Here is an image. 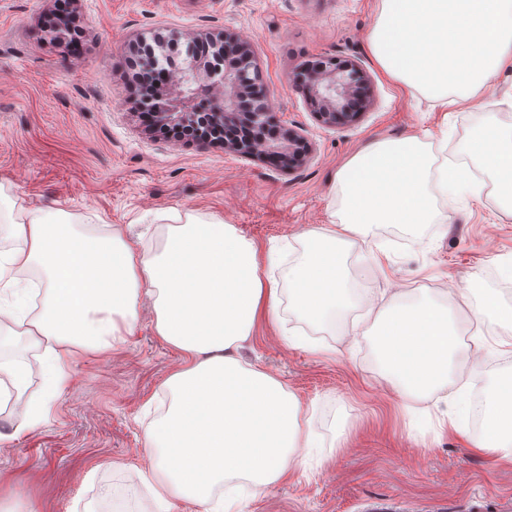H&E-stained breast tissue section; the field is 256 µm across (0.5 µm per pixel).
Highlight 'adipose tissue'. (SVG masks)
<instances>
[{"instance_id":"obj_1","label":"adipose tissue","mask_w":512,"mask_h":512,"mask_svg":"<svg viewBox=\"0 0 512 512\" xmlns=\"http://www.w3.org/2000/svg\"><path fill=\"white\" fill-rule=\"evenodd\" d=\"M370 45L389 78L426 93L436 108L475 106L499 71L512 69V0H380ZM466 151L512 210V125L479 127ZM336 182L338 220L301 233L302 251L284 291L264 277L256 244L218 216L169 228L154 252L117 227L104 235L77 230L50 204L10 219L11 247L0 252V331L20 329L45 357L36 396L27 393L25 364L0 362V375L22 405V429L41 424L64 393L67 362L124 342L146 301L156 335L181 355L167 381L171 405L146 430L155 460L142 480L149 512H174L180 502L231 512L233 497L215 499L217 488L234 481L239 494L255 495L284 480L299 449L316 442L298 400L274 376L243 366L233 349L261 319L279 322L283 303L297 320L335 330L352 302L346 255L373 226L444 224L449 215L438 199L454 204L480 196L468 172L435 165L417 135L365 145L340 166ZM32 267L45 278L36 301L16 278ZM470 313L498 323L512 356V307L487 288ZM458 331L446 307H390L374 330L380 374L408 410L420 411L421 430L437 437L479 420L474 448L510 467L512 374L478 402L467 391L447 389L460 359L482 362L489 346L478 334L459 351Z\"/></svg>"}]
</instances>
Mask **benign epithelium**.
I'll use <instances>...</instances> for the list:
<instances>
[{"instance_id":"1","label":"benign epithelium","mask_w":512,"mask_h":512,"mask_svg":"<svg viewBox=\"0 0 512 512\" xmlns=\"http://www.w3.org/2000/svg\"><path fill=\"white\" fill-rule=\"evenodd\" d=\"M224 66L201 72L192 66L172 79L175 93L139 104L143 112L155 114L161 121L176 123L197 110L225 131L239 123L249 130V142H224V149L246 154L260 153L280 170L292 173L307 162L311 147L303 131L277 128V135L263 136L274 123L271 105L265 111H251L250 100L265 97L247 73L242 61L255 59L251 44L233 35H224ZM308 84L304 87L323 124L338 128L353 124L370 105V77L354 60L329 58L313 69L305 68Z\"/></svg>"}]
</instances>
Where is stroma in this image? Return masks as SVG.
I'll use <instances>...</instances> for the list:
<instances>
[{"label": "stroma", "instance_id": "1", "mask_svg": "<svg viewBox=\"0 0 512 512\" xmlns=\"http://www.w3.org/2000/svg\"><path fill=\"white\" fill-rule=\"evenodd\" d=\"M379 0H79L82 47L61 43L44 22L54 0H0V217L35 201H54L77 229H147L158 247L168 226L223 217L261 253L280 250L264 276L288 286L307 227L330 223L341 206L337 168L376 140L421 135L437 161L476 172L479 200L460 201L448 224H381L368 234L387 245L390 273L370 249L347 256L360 289L340 318L354 335H330L284 315L288 330L335 347L326 358L288 344L269 323L234 352L241 363L280 380L298 399L319 445L286 480L235 512H500L512 497V467H496L450 432L421 437L415 413L381 381L373 332L400 300L448 305L468 318L459 288L498 289L512 306V215L486 173L464 152L488 121L512 125V73L501 74L480 104L433 110L430 98L388 78L370 47ZM231 32L248 41L280 126L299 128L311 160L288 174L257 156L179 143L149 133L133 100L126 57L161 33L179 46ZM327 57L356 60L373 102L350 126L323 125L296 80L303 65ZM150 305L125 343L70 361L68 385L47 421L0 444V482L27 512H98L106 495L140 485L151 467L149 422L169 401L165 382L180 355L152 329Z\"/></svg>", "mask_w": 512, "mask_h": 512}]
</instances>
